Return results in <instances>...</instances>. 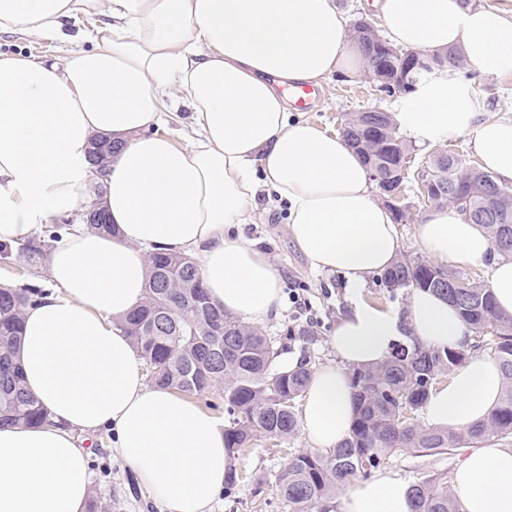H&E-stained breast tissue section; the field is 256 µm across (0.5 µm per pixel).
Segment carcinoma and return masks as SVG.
Segmentation results:
<instances>
[{"label":"carcinoma","instance_id":"obj_1","mask_svg":"<svg viewBox=\"0 0 512 512\" xmlns=\"http://www.w3.org/2000/svg\"><path fill=\"white\" fill-rule=\"evenodd\" d=\"M341 134L367 171L378 175L375 184L383 195L403 194L407 183L430 178L442 187L434 206L453 205L467 216L489 213L477 225L497 253L512 257V186L500 184L498 196L489 198L484 184L493 174L457 159L452 151L444 161L421 162L415 176L404 174L410 146L387 111L354 112L346 117ZM104 190L105 182L96 180L83 221L92 231L110 234L112 225L89 218L90 212L103 208ZM68 226V220L49 225L43 237L16 249L0 244V258L9 260L16 253L35 266ZM148 262L145 299L122 328L133 339L149 380L196 397L221 390L228 419L224 447L231 456L246 455L259 440L274 447L290 444L301 428L296 402L314 367L284 366L279 347L263 329L230 318L214 305L191 256L152 252ZM459 282L465 287H456ZM376 283L391 294L419 288L448 299L474 333L471 349L487 350L499 363L502 392L482 421L449 431L423 425L420 411L429 392L466 361V349L414 346L377 365L350 369L354 413L348 437L329 452L290 453L277 479L289 512H336L340 489L402 453L443 454L463 443L492 445L512 439V316L498 311L490 289L412 255L401 256ZM44 295L39 285H0V427L49 422L44 407L25 387L16 360L23 311ZM411 493L417 512H460L445 473L424 477L411 486Z\"/></svg>","mask_w":512,"mask_h":512}]
</instances>
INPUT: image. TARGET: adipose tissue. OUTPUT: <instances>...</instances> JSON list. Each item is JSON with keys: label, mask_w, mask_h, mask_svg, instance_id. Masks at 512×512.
Returning <instances> with one entry per match:
<instances>
[{"label": "adipose tissue", "mask_w": 512, "mask_h": 512, "mask_svg": "<svg viewBox=\"0 0 512 512\" xmlns=\"http://www.w3.org/2000/svg\"><path fill=\"white\" fill-rule=\"evenodd\" d=\"M389 42L461 49L467 63L512 74V19L466 0H375ZM98 13L59 62L0 55V243L83 211L96 136L121 142L105 209L114 231L76 226L47 260V296L25 311L16 358L48 426L0 428V512H86L90 451L81 435L106 429L161 512H213L232 462L224 428L170 388L147 384L120 319L143 297L147 253L194 257L211 301L257 325L278 314L282 277L245 237L259 189L288 207L289 231L319 272L365 287L403 245L391 212L343 137L291 120L285 86L366 63L334 0H0V32L67 39L66 20ZM186 102L195 140L176 146L156 127L168 97ZM467 87L418 85L393 119L416 143L467 135L482 167L512 182V120H484ZM418 242L439 262L485 265L501 313L512 315V257L493 251L456 207L434 208ZM461 347L466 326L446 300L412 291L404 308L357 302L329 340L337 365L315 371L301 409L315 448L347 437L353 398L346 368L385 360L395 343ZM496 361L474 354L428 397L427 426L463 429L497 402ZM464 512H512V448H467L453 476ZM342 512H415L391 474L358 482Z\"/></svg>", "instance_id": "1"}]
</instances>
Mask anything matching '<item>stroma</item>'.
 I'll return each instance as SVG.
<instances>
[{
    "instance_id": "stroma-1",
    "label": "stroma",
    "mask_w": 512,
    "mask_h": 512,
    "mask_svg": "<svg viewBox=\"0 0 512 512\" xmlns=\"http://www.w3.org/2000/svg\"><path fill=\"white\" fill-rule=\"evenodd\" d=\"M69 48L66 42L36 39L20 32L0 33L1 54L55 61L63 58ZM479 78L483 89L475 96L477 111L485 118L512 120V74L483 72ZM372 85L371 78L364 75L329 76L320 81V94L312 110L295 107L290 116L336 133L349 113L371 108L396 111L397 100L376 95ZM258 202L257 221L247 226L246 234L273 257L282 275L285 292L280 311L263 327L284 352L316 368L336 363L328 345L329 336L339 317L355 301L362 299L389 307L405 305L408 291L391 294L371 281L357 293L347 288L341 275L312 270L288 231L286 206L264 196ZM83 442L91 450V489L101 497L105 512H159L158 506L144 494L136 474L114 452L111 433L87 436ZM288 453L273 454L265 443H256L246 457L237 461V468L247 474V481L232 493L220 494L214 512H289L276 490V478L288 461ZM463 454L460 447L448 454L405 453L384 464L383 469L411 485L429 474H454Z\"/></svg>"
}]
</instances>
